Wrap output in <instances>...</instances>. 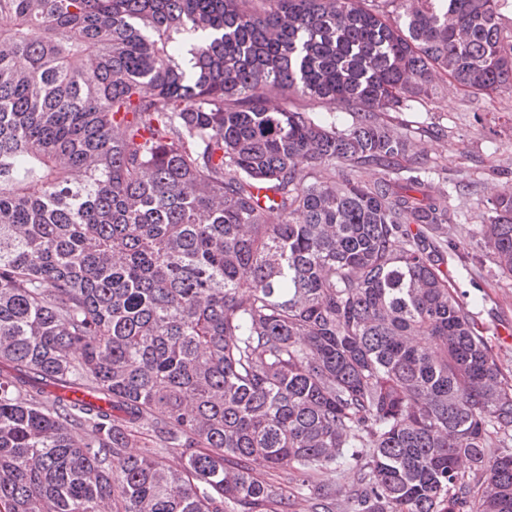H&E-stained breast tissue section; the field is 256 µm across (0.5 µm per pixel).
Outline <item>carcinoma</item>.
I'll use <instances>...</instances> for the list:
<instances>
[{"label":"carcinoma","mask_w":512,"mask_h":512,"mask_svg":"<svg viewBox=\"0 0 512 512\" xmlns=\"http://www.w3.org/2000/svg\"><path fill=\"white\" fill-rule=\"evenodd\" d=\"M507 2L0 0V512H512V371L383 119L512 93ZM476 236L512 276V189Z\"/></svg>","instance_id":"obj_1"}]
</instances>
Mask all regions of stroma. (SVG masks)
<instances>
[{
	"label": "stroma",
	"mask_w": 512,
	"mask_h": 512,
	"mask_svg": "<svg viewBox=\"0 0 512 512\" xmlns=\"http://www.w3.org/2000/svg\"><path fill=\"white\" fill-rule=\"evenodd\" d=\"M394 124L407 126L419 151L435 166V179L448 188V201L459 224L453 237L458 249L473 253V235L488 203L512 188V95L487 96L449 90L413 112H392ZM448 281L474 300L483 336L512 369V278L483 260H449Z\"/></svg>",
	"instance_id": "stroma-1"
}]
</instances>
